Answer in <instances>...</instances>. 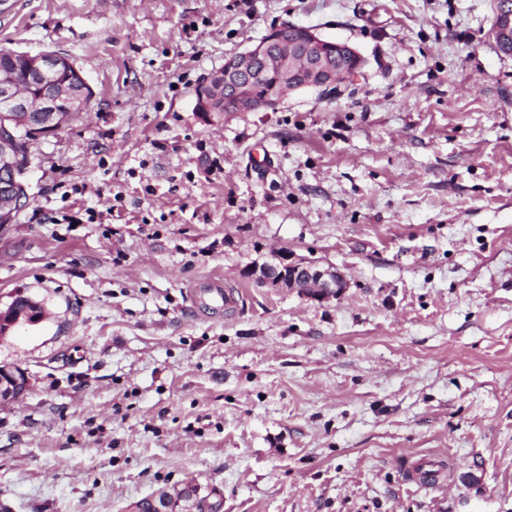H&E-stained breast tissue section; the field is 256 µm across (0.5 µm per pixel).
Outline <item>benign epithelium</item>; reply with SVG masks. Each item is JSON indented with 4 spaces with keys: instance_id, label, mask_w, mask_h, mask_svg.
<instances>
[{
    "instance_id": "1",
    "label": "benign epithelium",
    "mask_w": 512,
    "mask_h": 512,
    "mask_svg": "<svg viewBox=\"0 0 512 512\" xmlns=\"http://www.w3.org/2000/svg\"><path fill=\"white\" fill-rule=\"evenodd\" d=\"M491 36L506 40L512 37V0H496ZM27 73L44 74L48 58L39 53H21ZM366 61L347 40H328L315 30L285 23L270 31L261 41L245 51L224 60V67L210 73L205 81L207 92L195 103V111L204 116L224 111L227 94L237 101L235 111L256 112L274 110L284 97L294 91L317 89L323 93L345 89L363 75ZM267 72L279 77V89L259 94L257 80ZM84 78L75 74L71 81L54 84L43 95H28L19 79L0 75V216L15 212L27 196L23 174L19 173L16 153V130L29 125L33 114L44 121L50 133L56 124L66 120L58 112V101L71 96L72 89L81 86ZM245 275L262 286L286 288L299 295L323 301L341 296L347 288L344 275L332 265L316 260L297 259L286 250L277 252L273 263H254ZM43 314L29 310L13 301L0 312V335L19 323L36 324ZM29 385L28 372L20 366H0V406L15 404L24 396ZM197 496L196 485L187 483L174 492L152 496V512H177L183 501Z\"/></svg>"
}]
</instances>
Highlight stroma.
<instances>
[{"instance_id": "35a3bbf8", "label": "stroma", "mask_w": 512, "mask_h": 512, "mask_svg": "<svg viewBox=\"0 0 512 512\" xmlns=\"http://www.w3.org/2000/svg\"><path fill=\"white\" fill-rule=\"evenodd\" d=\"M494 0H13L0 46L68 58L89 111L29 148L0 227V508L512 512V56ZM290 22L366 60L340 97L204 118L201 78ZM348 280L317 302L247 266ZM241 289L227 312L211 280ZM438 462L422 486L407 469ZM276 256V262L250 265L245 275L262 286L292 289L319 302L339 297L347 288L344 275L332 265L296 259L288 250L278 251ZM12 298L14 300L8 305L7 309L0 312V335L19 323L36 324L43 318V312L31 311L15 300V298L29 299V303L34 305L35 301L31 298L23 296L21 293H16ZM29 385L26 369L20 366H0V406L15 404L24 396ZM196 485L186 483L183 487L176 489L173 493L166 492L152 496L151 512H175L183 501H189L197 496Z\"/></svg>"}]
</instances>
